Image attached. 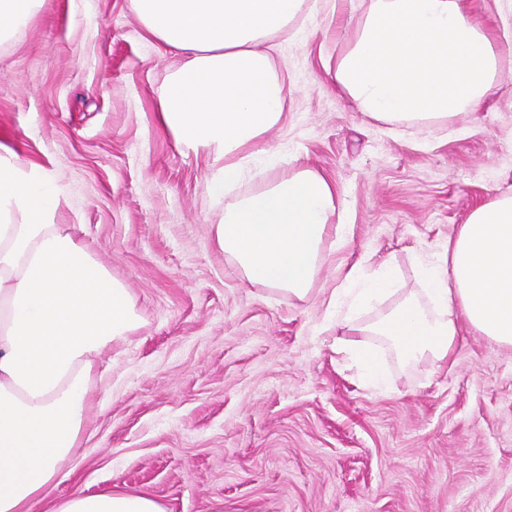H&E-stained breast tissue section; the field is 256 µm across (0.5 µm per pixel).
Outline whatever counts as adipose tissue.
<instances>
[{
  "label": "adipose tissue",
  "instance_id": "1",
  "mask_svg": "<svg viewBox=\"0 0 512 512\" xmlns=\"http://www.w3.org/2000/svg\"><path fill=\"white\" fill-rule=\"evenodd\" d=\"M131 2L146 33L182 58L159 97L162 126L219 161L208 189L222 193L287 117L289 89L271 50L305 0ZM500 54L465 0H367L326 72L357 111L426 128L481 107L498 88ZM61 194L49 173L0 150V512H165L143 493L53 496L93 406L96 357L139 327L128 289L56 224ZM342 204L321 172L296 168L229 203L212 233L248 282L303 298L328 237L345 236L333 222ZM420 279V295H407L390 262L369 276L351 266L328 299L337 327L437 364L464 324L512 346V195L474 210ZM398 293L396 308L364 323L367 303Z\"/></svg>",
  "mask_w": 512,
  "mask_h": 512
}]
</instances>
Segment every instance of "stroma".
Here are the masks:
<instances>
[{
	"instance_id": "35a3bbf8",
	"label": "stroma",
	"mask_w": 512,
	"mask_h": 512,
	"mask_svg": "<svg viewBox=\"0 0 512 512\" xmlns=\"http://www.w3.org/2000/svg\"><path fill=\"white\" fill-rule=\"evenodd\" d=\"M362 10L306 0L276 54L288 120L228 195L299 164L341 190L335 221L349 233L303 298L249 283L216 248V164L162 129L176 58L131 0H47L0 43V144L58 180L57 223L79 226L141 320L96 363L95 406L56 497L112 488L166 512H512V347L465 327L440 367L375 336L387 379L375 388L327 316L352 264L392 261L418 291V265L512 194V55L476 113L386 124L325 72Z\"/></svg>"
}]
</instances>
